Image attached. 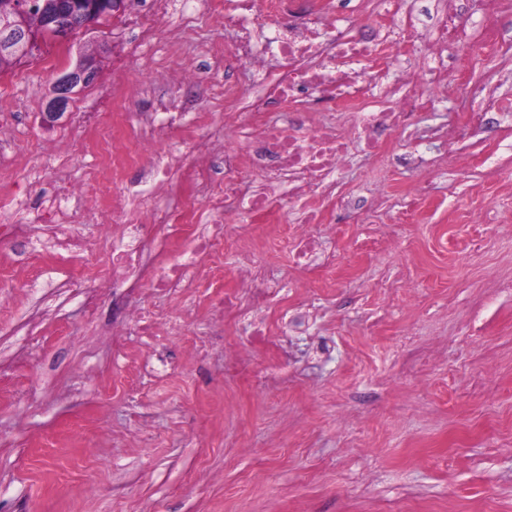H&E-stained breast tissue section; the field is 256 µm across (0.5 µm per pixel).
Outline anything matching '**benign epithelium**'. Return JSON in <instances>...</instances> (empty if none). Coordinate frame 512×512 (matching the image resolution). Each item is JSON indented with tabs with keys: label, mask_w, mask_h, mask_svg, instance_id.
<instances>
[{
	"label": "benign epithelium",
	"mask_w": 512,
	"mask_h": 512,
	"mask_svg": "<svg viewBox=\"0 0 512 512\" xmlns=\"http://www.w3.org/2000/svg\"><path fill=\"white\" fill-rule=\"evenodd\" d=\"M122 5L107 4L104 0H56L55 9L43 13L41 22L33 27L28 15L12 11V20L0 27V63L14 67L38 54L46 42L66 43L78 29L75 18L88 26L117 18ZM98 78L96 60L80 56L77 62L57 73L50 97L45 100L43 116L48 122L59 119L66 111L71 95L78 86L87 87Z\"/></svg>",
	"instance_id": "1"
}]
</instances>
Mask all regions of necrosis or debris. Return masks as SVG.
Returning <instances> with one entry per match:
<instances>
[{"label":"necrosis or debris","instance_id":"necrosis-or-debris-1","mask_svg":"<svg viewBox=\"0 0 512 512\" xmlns=\"http://www.w3.org/2000/svg\"><path fill=\"white\" fill-rule=\"evenodd\" d=\"M179 2L182 24L205 16L232 30V47L211 49V64L226 70L244 63L253 92L223 86L224 120L206 123L201 136L184 137L188 115L170 100L159 120L137 123L130 144L113 145L107 164L140 165L144 178L114 190L97 174L89 176L101 198L112 201L105 223L119 229L107 268L116 288L206 287L220 315L262 337L268 326L259 314L278 303L283 286L242 257L238 275L248 293L225 287L223 224L233 218L278 224L285 204H292L298 230L282 244L296 268L322 265V245L309 228L346 207L339 170L352 147L378 157L411 137L432 103V64L460 16L441 11L431 39L404 20L407 0H364L362 11L347 16L338 15L336 0ZM418 42L423 52L413 70L399 68L402 49ZM366 74L378 99L364 98ZM218 157L224 160L220 177L212 166ZM192 193L197 203H189ZM82 200L81 190L70 187L64 197L43 201L41 225L55 245L54 260L87 269L75 285L90 302L104 286L93 271L98 261L68 227L71 205ZM155 224L167 225L173 245L189 227V250L173 259L155 253L149 242Z\"/></svg>","mask_w":512,"mask_h":512}]
</instances>
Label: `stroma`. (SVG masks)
<instances>
[{"instance_id":"35a3bbf8","label":"stroma","mask_w":512,"mask_h":512,"mask_svg":"<svg viewBox=\"0 0 512 512\" xmlns=\"http://www.w3.org/2000/svg\"><path fill=\"white\" fill-rule=\"evenodd\" d=\"M447 3L465 17L437 69L448 94L412 147L353 151L340 178L359 207L313 230L334 263L297 269L272 239L250 256L309 313L276 339L281 370L266 372L268 348L237 322L185 315L192 290L107 288L90 309L69 287L77 270L0 248V512H512V10L489 49L481 0ZM151 9L135 0L0 76V200L81 182L98 141L128 134L125 113L167 95L127 90L79 127L121 62L200 64L178 109L221 121L204 63L230 33L203 22L144 44L133 22ZM82 54L97 81L44 125L57 70ZM421 181L427 206L403 215ZM116 303L180 326L149 342L130 322L113 334ZM198 339L214 342L207 357L192 355Z\"/></svg>"}]
</instances>
